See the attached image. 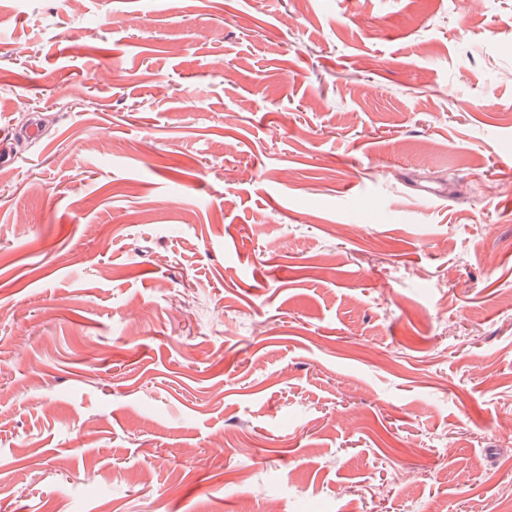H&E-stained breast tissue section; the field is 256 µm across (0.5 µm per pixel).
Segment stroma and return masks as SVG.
Returning <instances> with one entry per match:
<instances>
[{
    "label": "stroma",
    "instance_id": "obj_1",
    "mask_svg": "<svg viewBox=\"0 0 512 512\" xmlns=\"http://www.w3.org/2000/svg\"><path fill=\"white\" fill-rule=\"evenodd\" d=\"M0 512L512 500V0H0Z\"/></svg>",
    "mask_w": 512,
    "mask_h": 512
}]
</instances>
